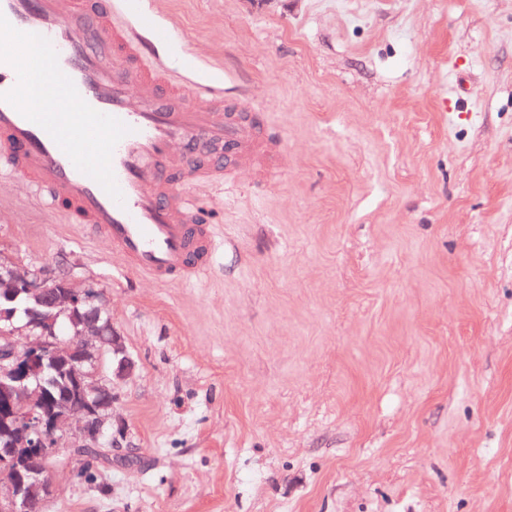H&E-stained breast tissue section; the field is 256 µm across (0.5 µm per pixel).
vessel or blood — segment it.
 <instances>
[{
  "instance_id": "vessel-or-blood-1",
  "label": "vessel or blood",
  "mask_w": 512,
  "mask_h": 512,
  "mask_svg": "<svg viewBox=\"0 0 512 512\" xmlns=\"http://www.w3.org/2000/svg\"><path fill=\"white\" fill-rule=\"evenodd\" d=\"M114 15L110 0H0V165L130 273L189 281L215 233L181 187L223 182V146L262 161L276 143L197 67L166 68L157 15Z\"/></svg>"
}]
</instances>
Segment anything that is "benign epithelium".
Instances as JSON below:
<instances>
[{"mask_svg": "<svg viewBox=\"0 0 512 512\" xmlns=\"http://www.w3.org/2000/svg\"><path fill=\"white\" fill-rule=\"evenodd\" d=\"M43 308L17 319L18 298ZM0 512H34L52 491L50 464L68 439L99 448L112 435L117 390L137 369L101 294L64 264L25 270L0 254ZM60 371L73 400L55 402L45 383Z\"/></svg>", "mask_w": 512, "mask_h": 512, "instance_id": "obj_1", "label": "benign epithelium"}]
</instances>
